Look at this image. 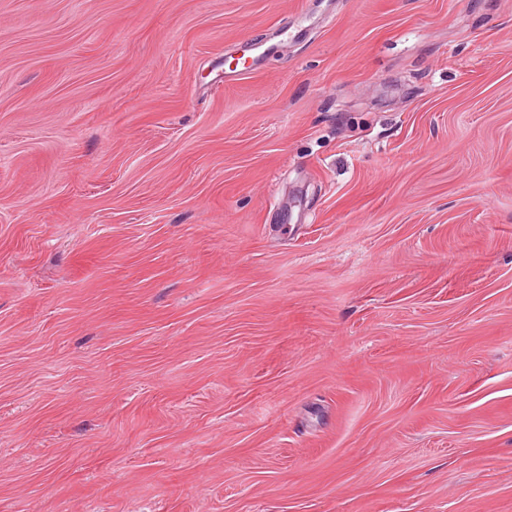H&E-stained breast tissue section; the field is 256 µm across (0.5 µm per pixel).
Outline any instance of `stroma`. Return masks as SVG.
Listing matches in <instances>:
<instances>
[{
  "label": "stroma",
  "instance_id": "1",
  "mask_svg": "<svg viewBox=\"0 0 512 512\" xmlns=\"http://www.w3.org/2000/svg\"><path fill=\"white\" fill-rule=\"evenodd\" d=\"M0 512H512V0H0Z\"/></svg>",
  "mask_w": 512,
  "mask_h": 512
}]
</instances>
